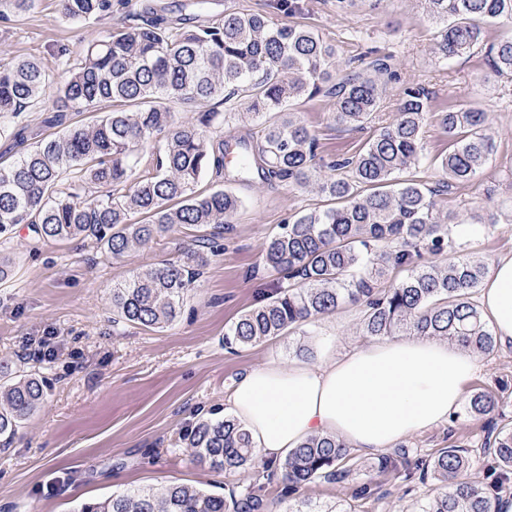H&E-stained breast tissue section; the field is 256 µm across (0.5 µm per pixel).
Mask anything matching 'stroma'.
<instances>
[{
	"label": "stroma",
	"mask_w": 512,
	"mask_h": 512,
	"mask_svg": "<svg viewBox=\"0 0 512 512\" xmlns=\"http://www.w3.org/2000/svg\"><path fill=\"white\" fill-rule=\"evenodd\" d=\"M189 0H112L101 21L65 19L61 0H39L19 17L0 19V64L33 58L50 74L41 103L21 113L11 133L0 135V162L15 160L41 140L55 136L51 121L56 84L67 75L65 60L80 59L107 30L136 26L149 13L173 22L187 15ZM293 12L279 0H212L202 23L215 24L225 11L262 13L278 22L312 29L335 46L340 59L369 56L373 50L394 57L397 77L389 82L376 123L389 122L409 86L424 88L429 114L423 151L412 179L436 189L441 211L468 218L487 209L512 207V80L496 77L483 52L443 60L436 52L437 27L423 16L421 0H292ZM483 105L495 151L470 182L445 188L441 160L449 141L438 113ZM293 112L317 138L316 162L357 155L372 127L351 130L336 125L331 97L297 100ZM200 189L222 188L241 206L223 249L211 257L192 288L179 318L163 328L113 323L112 288L140 268L177 259L194 247L203 228L182 226L165 237L110 259L80 241L43 243L28 225H14L5 250L15 260L11 277L0 283V363L18 365L26 343L48 331L62 338L56 359L34 362L44 382L42 404L22 422L10 444L0 447V512H76L79 504L138 489L183 483L230 494L262 472L261 466L223 473L194 459L180 445L182 433L206 419L224 415V395L245 371L268 363L296 360L298 346L341 353L368 344L358 328L359 309L347 304L309 320L290 334L248 347L224 346V335L245 311L274 295L279 277L263 259L265 241L289 216L321 208L324 198L276 179L230 181L207 172ZM482 370L470 388L502 397L512 417V349L483 355ZM479 440L478 424L460 417L403 439L411 459L447 446L449 432ZM357 482H371L379 497L361 512H414L436 489L435 483L392 478L366 468ZM355 481V482H356ZM353 484V483H352ZM352 484L318 481L286 496L278 481L267 486L272 512H307L350 499Z\"/></svg>",
	"instance_id": "1"
}]
</instances>
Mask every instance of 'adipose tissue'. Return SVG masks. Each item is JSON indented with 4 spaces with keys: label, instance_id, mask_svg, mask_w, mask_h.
Segmentation results:
<instances>
[{
    "label": "adipose tissue",
    "instance_id": "1",
    "mask_svg": "<svg viewBox=\"0 0 512 512\" xmlns=\"http://www.w3.org/2000/svg\"><path fill=\"white\" fill-rule=\"evenodd\" d=\"M479 299L497 345L512 347V255L493 262ZM481 364L476 354L436 339L383 338L315 364L250 369L226 392L224 410L272 464L317 435L377 453L447 422Z\"/></svg>",
    "mask_w": 512,
    "mask_h": 512
}]
</instances>
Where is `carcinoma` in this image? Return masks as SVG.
Returning a JSON list of instances; mask_svg holds the SVG:
<instances>
[{"mask_svg":"<svg viewBox=\"0 0 512 512\" xmlns=\"http://www.w3.org/2000/svg\"><path fill=\"white\" fill-rule=\"evenodd\" d=\"M428 19L438 24L437 54L446 60L483 46L482 25L512 23V0H424ZM38 0H0V18L20 16ZM110 0H64L70 20L99 19ZM336 51L314 31L280 24L267 16L226 10L218 26L170 25L147 18L129 31H106L83 57L69 65L55 101L57 123L67 112H101L91 124L67 126L9 165H0V237L13 225L29 224L41 240L79 239L118 259L132 249L181 225L210 228L203 245L180 259L139 269L112 288V312L119 319L162 328L181 312L192 284L218 240L233 222L241 201L224 189L195 190L206 169L224 168V141L211 129L224 127L234 113L215 108L195 121H180L179 104L194 112L202 104L242 95L249 116L260 121L255 143L237 144L235 177L244 181L258 160L261 175L277 178L330 201L327 207L297 213L264 244V262L287 284L278 294L244 312L225 334V344L254 346L283 336L317 316L345 304L361 307L362 334L372 337L432 336L475 353L496 348L494 334L474 294L488 273V260L465 252L458 215L441 213L433 191L401 178L419 161L428 96L408 88L395 118L375 128L354 159L314 163L315 135L287 110L290 102L325 92L335 99L336 124L361 129L378 111L385 83L393 77L389 55L365 65L345 64L333 76ZM489 65L500 78H512V38L489 48ZM49 75L35 60L0 67V134L11 120L38 104ZM105 102L110 112L101 111ZM452 140L441 164L446 187L474 179L495 145L484 133L486 112L471 107L439 114ZM166 134L155 173L135 176L139 151ZM112 188L87 199L64 188L67 177ZM123 192H118V188ZM141 214L140 222L131 215ZM495 232L512 215L499 210L471 217ZM40 381L26 375L0 385V441L9 443L20 423L42 402ZM499 399L477 389L464 406L482 421L478 453L462 437L420 461L419 478L445 490L422 502L419 512H495L512 495V419ZM194 458L210 468L236 472L255 464L258 453L249 433L231 417L207 419L182 435ZM408 453H384L370 468L410 476ZM479 465L484 481L467 480ZM288 495L317 480H348L355 471L348 446L332 436H314L288 453L276 467ZM372 484H358L348 507L324 512H359L373 498ZM265 486L253 482L229 497L195 486L169 484L134 490L104 501L84 503L77 512H266Z\"/></svg>","mask_w":512,"mask_h":512,"instance_id":"cac0c4a2","label":"carcinoma"}]
</instances>
